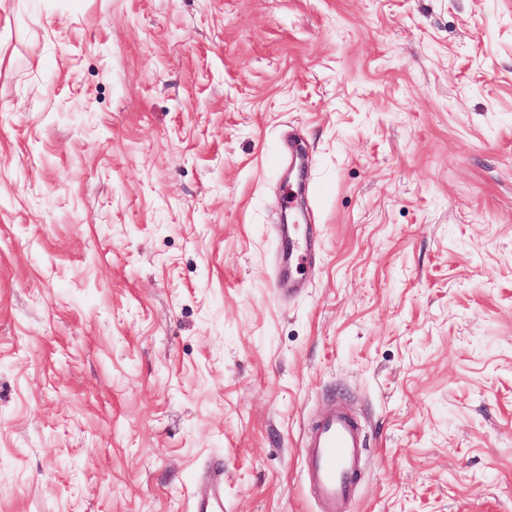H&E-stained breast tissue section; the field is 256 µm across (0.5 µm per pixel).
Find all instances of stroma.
<instances>
[{
    "mask_svg": "<svg viewBox=\"0 0 512 512\" xmlns=\"http://www.w3.org/2000/svg\"><path fill=\"white\" fill-rule=\"evenodd\" d=\"M335 397L345 512H512V0H0V512H319ZM368 442L353 413L333 404L306 431L302 453L307 483L320 512H338L359 481ZM194 512L224 511V464L214 461L196 475Z\"/></svg>",
    "mask_w": 512,
    "mask_h": 512,
    "instance_id": "35a3bbf8",
    "label": "stroma"
}]
</instances>
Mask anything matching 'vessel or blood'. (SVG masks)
Here are the masks:
<instances>
[{"label":"vessel or blood","mask_w":512,"mask_h":512,"mask_svg":"<svg viewBox=\"0 0 512 512\" xmlns=\"http://www.w3.org/2000/svg\"><path fill=\"white\" fill-rule=\"evenodd\" d=\"M368 442L353 413L332 406L306 431L302 441L305 477L320 512H340L358 484ZM194 512H224V465L215 461L197 474Z\"/></svg>","instance_id":"1"}]
</instances>
